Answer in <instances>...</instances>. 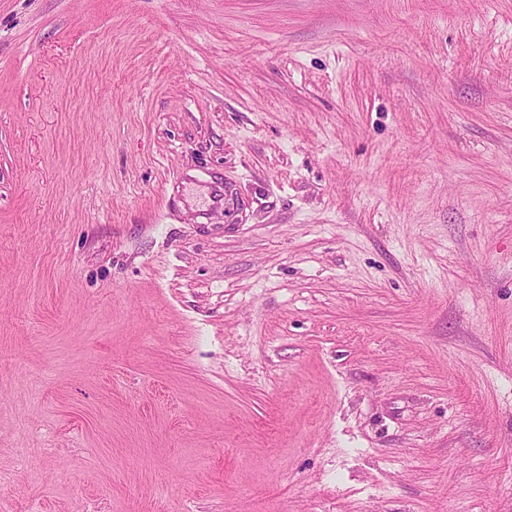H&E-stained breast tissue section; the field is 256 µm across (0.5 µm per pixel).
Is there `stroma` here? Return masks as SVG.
Masks as SVG:
<instances>
[{
	"label": "stroma",
	"mask_w": 512,
	"mask_h": 512,
	"mask_svg": "<svg viewBox=\"0 0 512 512\" xmlns=\"http://www.w3.org/2000/svg\"><path fill=\"white\" fill-rule=\"evenodd\" d=\"M0 512H512V0H0Z\"/></svg>",
	"instance_id": "stroma-1"
}]
</instances>
